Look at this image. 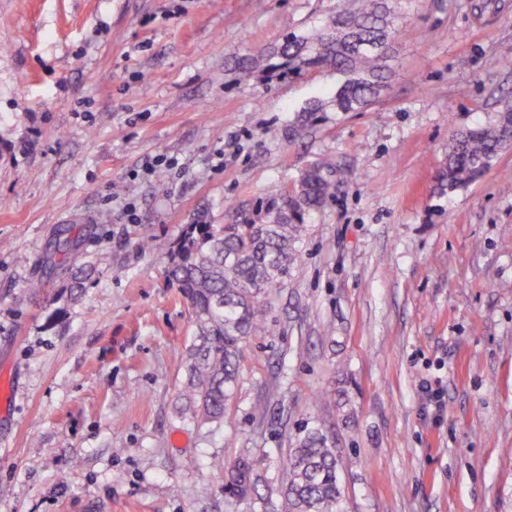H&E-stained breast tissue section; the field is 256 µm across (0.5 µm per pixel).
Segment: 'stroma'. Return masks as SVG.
<instances>
[{
  "instance_id": "obj_1",
  "label": "stroma",
  "mask_w": 512,
  "mask_h": 512,
  "mask_svg": "<svg viewBox=\"0 0 512 512\" xmlns=\"http://www.w3.org/2000/svg\"><path fill=\"white\" fill-rule=\"evenodd\" d=\"M335 5L0 0V512H285L307 420L336 438L344 512H512V149L436 191L449 136L512 96V0H401L380 96L297 133L342 76L239 62ZM321 154L353 177L308 218L223 422L185 417L169 247L194 218L255 215ZM77 267L94 274L74 296ZM228 473L233 479L232 491L240 497H247L254 482L253 466L248 462L239 461L228 469Z\"/></svg>"
}]
</instances>
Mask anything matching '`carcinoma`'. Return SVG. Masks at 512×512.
<instances>
[{
    "instance_id": "cac0c4a2",
    "label": "carcinoma",
    "mask_w": 512,
    "mask_h": 512,
    "mask_svg": "<svg viewBox=\"0 0 512 512\" xmlns=\"http://www.w3.org/2000/svg\"><path fill=\"white\" fill-rule=\"evenodd\" d=\"M402 35L388 0H336L324 25L305 34H288L272 49L242 60L247 71L268 68L278 56L297 65L332 68L348 76L336 92L338 112L367 108L386 86L391 52ZM512 142V99L501 101L496 119L482 127L456 131L438 174L441 188L456 189L489 168ZM336 161L311 162L292 189L266 205L259 220L240 217L229 224L184 225L168 254L166 277L186 301L198 329L186 348L187 379L182 391L191 419L219 422L235 394L242 345L265 330V312L274 292L302 261L306 218L335 194ZM71 228L58 231L53 253L77 246ZM232 491L249 495L255 469L240 461L228 469ZM281 491L286 512H341L342 489L336 440L317 421L302 423L282 461Z\"/></svg>"
}]
</instances>
